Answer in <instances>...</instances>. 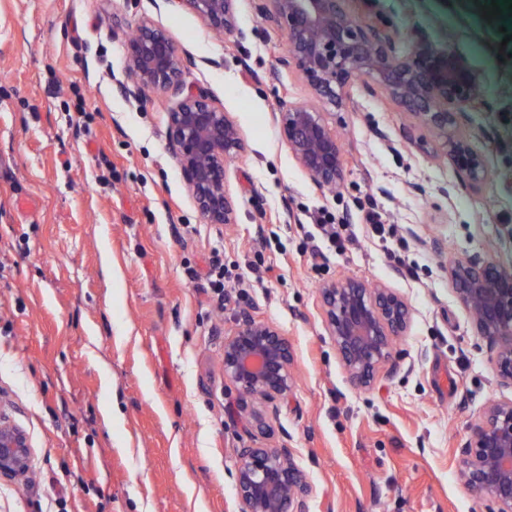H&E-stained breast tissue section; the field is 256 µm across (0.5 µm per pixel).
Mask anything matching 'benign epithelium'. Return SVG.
Returning a JSON list of instances; mask_svg holds the SVG:
<instances>
[{
    "mask_svg": "<svg viewBox=\"0 0 512 512\" xmlns=\"http://www.w3.org/2000/svg\"><path fill=\"white\" fill-rule=\"evenodd\" d=\"M179 3L211 29L237 30L234 0H165ZM349 0H266L264 16L287 41L281 65L296 71L321 103L343 107L357 81L381 89L438 137L462 184L473 192L491 179L485 156L467 130L469 113L485 106L478 77L447 47L421 37L400 49L401 33L356 18ZM125 79L118 85L128 98L161 91L177 105L167 113L172 157L201 218L207 224H235L237 214L225 185L224 162L241 155L245 142L236 121L215 96L183 80L184 61L170 37L152 20L138 21L125 43ZM289 152L320 189L344 179L336 133L313 105L280 103L276 116ZM448 275L458 301L469 311L476 332L490 346L497 383L512 389V271L479 254L459 257ZM336 355L350 383L373 385L378 371L396 365L393 339L412 319L407 300L380 283L356 278L319 289ZM293 352L274 324L241 313L224 338V377L239 392L273 405L293 386ZM31 466L26 434L0 421V482L25 475ZM459 470L476 498L490 512H512V398L490 402L459 448ZM238 512H310L312 488L294 462L288 445L262 443L236 454Z\"/></svg>",
    "mask_w": 512,
    "mask_h": 512,
    "instance_id": "obj_1",
    "label": "benign epithelium"
}]
</instances>
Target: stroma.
Wrapping results in <instances>:
<instances>
[{"label":"stroma","mask_w":512,"mask_h":512,"mask_svg":"<svg viewBox=\"0 0 512 512\" xmlns=\"http://www.w3.org/2000/svg\"><path fill=\"white\" fill-rule=\"evenodd\" d=\"M490 3L348 4L476 71L488 107L471 123L496 178L475 194L408 111L359 85L346 108H322L346 174L319 190L279 133L280 100L311 95L279 65L285 37L262 0H235L242 39L164 0H0V419L32 448L29 474L0 482V512H238L236 452L253 436L223 355L249 309L293 350L295 386L268 441L309 476L310 512H484L458 450L512 391L444 263L478 254L512 269V61L500 49L512 16L484 18ZM143 17L241 128L245 150L226 164L235 224L205 223L184 185L166 140L175 98L117 90ZM322 218L354 237L316 260ZM348 277L413 310L398 369L369 389L349 382L318 296Z\"/></svg>","instance_id":"35a3bbf8"}]
</instances>
